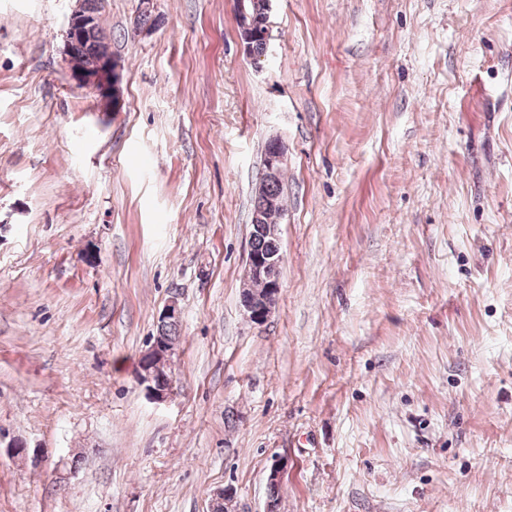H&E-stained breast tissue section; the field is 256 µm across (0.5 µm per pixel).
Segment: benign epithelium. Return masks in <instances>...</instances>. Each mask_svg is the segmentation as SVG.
<instances>
[{"label": "benign epithelium", "mask_w": 512, "mask_h": 512, "mask_svg": "<svg viewBox=\"0 0 512 512\" xmlns=\"http://www.w3.org/2000/svg\"><path fill=\"white\" fill-rule=\"evenodd\" d=\"M95 24V16L77 6L67 20L66 46L72 47L85 31ZM239 37L243 50L250 58L253 40L260 38L264 46H269V31L260 30L254 18L246 12H241L237 20ZM120 65L112 56L108 44L100 48L99 62L92 69L71 68V76L81 87L93 90L101 105L106 108H115L117 98V83ZM270 150L264 157V180L273 182L279 176L285 159V150L281 142L276 139L269 141ZM275 205V199L267 196L263 199V207L253 214V223L258 225L261 233L275 242V248L270 252H257L248 249L244 269V280L251 282L260 280L267 284L266 291L261 294H247L242 297V306L247 319L255 324H264L276 304L281 289L280 274L284 262V254L279 227L276 224L263 223V210ZM176 354V345L165 338L155 336L149 342L148 348L142 356V371L140 382L145 384L148 394L156 402H164L175 393V379L167 368L170 359ZM233 492L229 489L219 492L210 503V512H233Z\"/></svg>", "instance_id": "obj_1"}]
</instances>
